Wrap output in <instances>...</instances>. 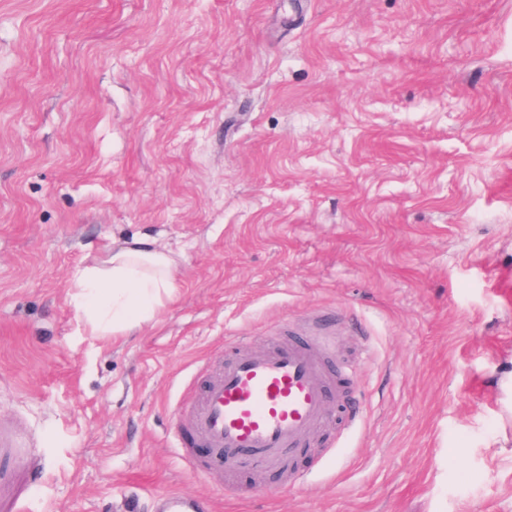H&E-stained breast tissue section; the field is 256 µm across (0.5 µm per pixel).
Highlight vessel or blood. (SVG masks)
<instances>
[{
  "label": "vessel or blood",
  "mask_w": 512,
  "mask_h": 512,
  "mask_svg": "<svg viewBox=\"0 0 512 512\" xmlns=\"http://www.w3.org/2000/svg\"><path fill=\"white\" fill-rule=\"evenodd\" d=\"M237 337L179 424L182 457L199 474L249 467L276 471L305 447L339 399L342 368L323 336L285 332L272 349L254 352ZM163 512H205L201 502L165 493Z\"/></svg>",
  "instance_id": "b4317fda"
}]
</instances>
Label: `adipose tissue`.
Listing matches in <instances>:
<instances>
[{
    "label": "adipose tissue",
    "mask_w": 512,
    "mask_h": 512,
    "mask_svg": "<svg viewBox=\"0 0 512 512\" xmlns=\"http://www.w3.org/2000/svg\"><path fill=\"white\" fill-rule=\"evenodd\" d=\"M75 282L93 336H117L152 319L162 300L178 292L173 260L141 241L114 252L104 265L78 270Z\"/></svg>",
    "instance_id": "obj_1"
}]
</instances>
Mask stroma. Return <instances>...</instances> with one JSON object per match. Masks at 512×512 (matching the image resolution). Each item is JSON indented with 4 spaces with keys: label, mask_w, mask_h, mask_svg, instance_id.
Here are the masks:
<instances>
[{
    "label": "stroma",
    "mask_w": 512,
    "mask_h": 512,
    "mask_svg": "<svg viewBox=\"0 0 512 512\" xmlns=\"http://www.w3.org/2000/svg\"><path fill=\"white\" fill-rule=\"evenodd\" d=\"M180 288L88 335L72 273ZM327 328L301 464L191 474L189 387ZM0 512H512V0H0ZM75 282L91 336H119L178 292L173 260L142 241L112 252L103 266L78 270ZM163 500L162 512H206L204 504L180 492H167Z\"/></svg>",
    "instance_id": "35a3bbf8"
}]
</instances>
